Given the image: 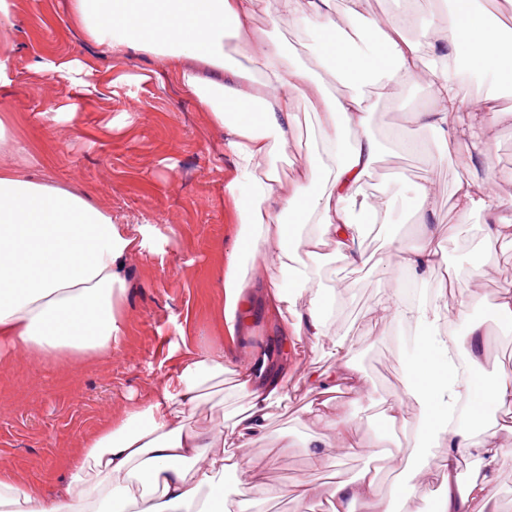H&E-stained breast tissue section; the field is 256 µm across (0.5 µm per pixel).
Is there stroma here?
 Wrapping results in <instances>:
<instances>
[{
	"instance_id": "stroma-1",
	"label": "stroma",
	"mask_w": 512,
	"mask_h": 512,
	"mask_svg": "<svg viewBox=\"0 0 512 512\" xmlns=\"http://www.w3.org/2000/svg\"><path fill=\"white\" fill-rule=\"evenodd\" d=\"M67 0H15L13 39L17 44L15 77L6 95L18 112L23 130L37 132L52 149L43 176L60 186L81 178L93 201L112 215L116 224L155 223L161 231L152 239L128 273L126 307L131 319L121 350L92 362L39 364L0 355V462L12 464L20 482L41 480L64 452L78 446L99 425L105 409L127 399L145 400L171 372L168 352L180 343L176 325L186 309H194L200 331L208 329L216 299H205L198 274L212 264L227 239L218 198L228 158L220 137L210 131L202 113L181 89L165 81L163 65L154 58L136 57L112 63V86H99L95 101L78 121L53 119L50 109L65 94V83L33 78L28 65L37 53L79 55L89 47L81 37L63 42L58 30L66 20ZM427 103L424 86L399 85L392 98L377 102L372 129L384 149L367 181L370 192L386 189L393 199L392 219L364 239L368 263L352 269L328 261L318 271L325 288L336 291L331 329L348 334L354 362L367 381V393H339L345 413L368 439L389 434L383 411L403 386L402 359L411 351L403 338L411 325L376 318L380 301L400 295L403 281L396 272L381 273L377 262L386 258L387 241H418L419 203L413 183L425 173L422 157L406 155L391 132L400 129L434 150L430 132L419 129L411 114ZM129 113V127L103 135L102 128L121 113ZM490 153L479 164L440 161L434 170L438 211L447 215L458 182L475 176L490 178L502 195L512 194V120L496 121L489 129ZM486 213L471 215L461 234L441 245L448 255L454 286L447 294L451 308L461 310L458 321L444 333L459 336L466 328H480L484 343L466 361L472 376L512 375V325L500 317L498 295L512 288V237H503L492 251L482 239ZM280 400L271 408L268 436L256 443L258 459L277 458L265 471L267 483L280 488L277 498L257 503L252 512H296L289 490L298 480L327 490V475L309 470L305 444L310 433L305 409L312 397L305 376L309 370L331 369L332 346L306 336ZM224 392L205 400L192 422L198 426L230 428L232 413L248 400L231 387L225 373ZM292 445H278L281 433ZM426 478L411 491V512H434L441 492L442 449L424 454Z\"/></svg>"
}]
</instances>
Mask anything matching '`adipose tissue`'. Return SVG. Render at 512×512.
Masks as SVG:
<instances>
[{"mask_svg": "<svg viewBox=\"0 0 512 512\" xmlns=\"http://www.w3.org/2000/svg\"><path fill=\"white\" fill-rule=\"evenodd\" d=\"M268 2L267 25L256 22ZM366 0H69L58 35L81 34L91 52L75 57H36L29 69L40 79H66L68 103L57 114L74 120L96 82H111L101 56L160 59L167 80L202 111L224 141L230 165L220 201L229 203L227 222L233 247L225 259L202 269L203 288L219 299L208 345L170 350L173 372L146 401L127 400L105 412L96 431L80 447L61 455L56 473L44 481L20 484L12 466H0V512H249L242 488L264 493L250 456L266 438L269 409L288 380L290 364L272 350L247 345L242 329L255 307L277 323L282 336L330 340L336 365L306 377L315 404L306 410L313 429L307 446L310 469L323 470L329 449L367 453L370 441L336 402L348 386L366 384L351 355L347 335H332V302L317 278L325 252L350 267L366 264L361 243L370 225L390 223L388 192L371 193L366 182L382 152L372 133L374 96L352 89L334 94L331 84L373 76L375 96H391L397 85L423 84L429 105L413 113L419 128L434 134L437 158L457 161L488 156L485 131L499 114L484 98L468 99L458 88L460 65L475 75L512 87V34L482 19L481 0H450L431 19V35L411 40L405 18L369 14ZM302 30L314 43L319 69L304 67L297 53L274 35L281 21ZM449 31L448 40L436 33ZM469 112L464 130L449 127L451 115ZM311 114L319 142L302 148L296 130L301 113ZM9 104L0 105V144L12 145L21 162L0 166V346L32 363L49 359L92 361L119 351L129 320L123 297L130 265L158 235L155 225L128 229L114 224L81 189L64 188L29 174L48 163L49 151L36 134L20 136ZM290 160L291 177L278 163ZM419 202L421 242L397 243L390 252L405 285L430 287L448 257L436 241L437 185L433 176L414 186ZM449 232L477 211L493 216L486 225L485 249L512 233L498 215L512 210V195H501L490 181L458 183ZM432 304L401 298L379 304L376 314L414 325L411 354L401 368L404 395L418 415L410 424L416 442L395 448L406 483L424 475L421 451L445 448L441 474L445 496L439 512H497L493 475L512 453L496 433L469 423H451L459 401L474 419L512 405V377H458L460 346L479 350L478 330L461 337L440 332L443 319L459 314L437 291ZM234 365L236 387L248 397L230 432L193 425L201 388ZM479 466L465 485L457 483L460 449ZM233 472L235 486L224 483ZM330 512H397L394 498L380 496L377 475L336 481Z\"/></svg>", "mask_w": 512, "mask_h": 512, "instance_id": "adipose-tissue-1", "label": "adipose tissue"}]
</instances>
